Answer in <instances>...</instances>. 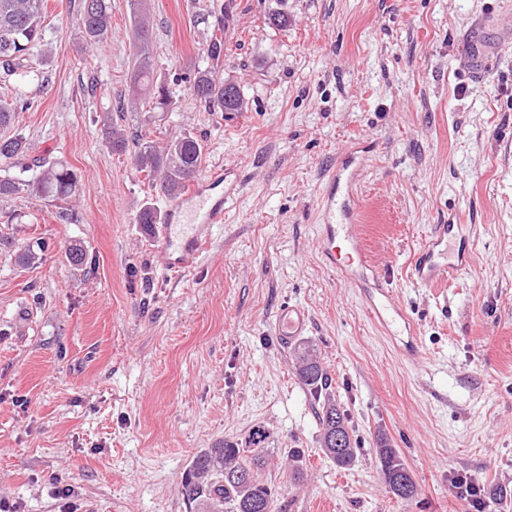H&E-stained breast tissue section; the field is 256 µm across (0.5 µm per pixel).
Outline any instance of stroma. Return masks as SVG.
<instances>
[{
	"label": "stroma",
	"instance_id": "35a3bbf8",
	"mask_svg": "<svg viewBox=\"0 0 512 512\" xmlns=\"http://www.w3.org/2000/svg\"><path fill=\"white\" fill-rule=\"evenodd\" d=\"M155 75L175 108L151 129L203 144V168H227L224 224L200 263L168 275L138 221L164 210L134 163L112 150L146 106L130 103L137 33L131 0H112L92 46L80 0H48L41 75L15 115L26 162L60 160L81 178L68 202L0 198V500L18 512H188L193 457L252 427L270 434L274 512H512V47L485 77L463 51L512 0H146ZM287 13L268 25L269 9ZM221 46L209 59L210 44ZM235 81L245 108L210 111L195 69ZM365 148L357 183L378 274L416 327L417 363L323 260L315 210L342 151ZM470 225L471 268L439 288L413 285L415 250L437 224ZM42 239L35 263L17 259ZM85 260H67L72 244ZM297 305L308 328L278 344L273 322ZM328 382L313 393L296 351ZM345 410L358 456L323 453L324 402ZM397 448L417 493L399 502L373 448ZM469 474L500 492L473 510L452 484ZM70 486L69 499L55 490ZM299 378L308 386H321L326 381L324 369L314 358L310 347H304L303 352L299 354Z\"/></svg>",
	"mask_w": 512,
	"mask_h": 512
}]
</instances>
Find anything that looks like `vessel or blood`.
Returning a JSON list of instances; mask_svg holds the SVG:
<instances>
[{
    "mask_svg": "<svg viewBox=\"0 0 512 512\" xmlns=\"http://www.w3.org/2000/svg\"><path fill=\"white\" fill-rule=\"evenodd\" d=\"M502 39H480L470 44L466 62L472 76L486 72L487 58L505 48ZM361 161L354 151H343L328 171L329 188L317 205L322 225L321 253L332 269L349 284L366 282L367 312L388 335L402 337L399 348L408 360L416 358V335L412 320L394 295L390 280L376 274L375 263L364 245L362 206L355 192ZM228 196L225 173L213 170L187 183L183 195L167 210V222L155 232V242L163 268L171 274L190 270L202 256L217 226L224 222V202ZM459 224L434 225L422 242L411 265V281L432 287L466 273L471 252ZM307 327L303 308L283 307L277 315L274 333L284 342H293Z\"/></svg>",
    "mask_w": 512,
    "mask_h": 512,
    "instance_id": "b4317fda",
    "label": "vessel or blood"
}]
</instances>
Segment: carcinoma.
Instances as JSON below:
<instances>
[{
	"label": "carcinoma",
	"instance_id": "carcinoma-1",
	"mask_svg": "<svg viewBox=\"0 0 512 512\" xmlns=\"http://www.w3.org/2000/svg\"><path fill=\"white\" fill-rule=\"evenodd\" d=\"M111 0H82L81 17L89 40L97 43L105 38L111 27ZM44 0H0V72L13 76L24 84L34 74L31 56L42 40ZM141 44L134 61L132 93L144 94L152 99L151 110L165 112L173 105L168 88L154 82L153 60L149 48L148 27L139 26ZM226 80L211 70L197 69L190 89L206 105L221 112H237L241 108L243 93L234 86V96H229ZM26 95L19 93L12 101L0 100V196L13 195L26 190L35 196L51 201L67 200L80 191V179L69 165L22 162L26 143L20 134L12 131L15 113L32 108ZM134 158L137 166L148 173L152 185L161 194L175 197L186 183L196 177L203 158V145L191 134H182L162 148L138 135ZM299 378L308 386H318L326 380L324 369L314 358L309 347L299 354ZM322 426L321 447L337 467H350L357 457V445L348 437L342 449H336L331 436L340 427H347L346 416L333 403L322 408L319 416ZM268 431L257 426L246 436L235 441H220L194 456L182 479V493L194 512H273L275 490L260 481L256 473L268 460L266 441ZM381 474L395 498L407 502L416 494L413 489L402 492L396 479L408 471L396 449L380 439L375 448ZM246 469L250 480L240 481L236 471Z\"/></svg>",
	"mask_w": 512,
	"mask_h": 512
}]
</instances>
